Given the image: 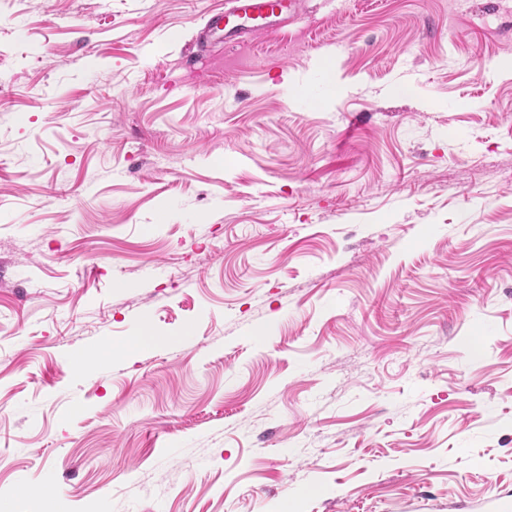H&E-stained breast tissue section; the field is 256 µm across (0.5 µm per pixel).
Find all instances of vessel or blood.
<instances>
[{
  "label": "vessel or blood",
  "mask_w": 512,
  "mask_h": 512,
  "mask_svg": "<svg viewBox=\"0 0 512 512\" xmlns=\"http://www.w3.org/2000/svg\"><path fill=\"white\" fill-rule=\"evenodd\" d=\"M304 0H226L223 11L212 13L196 42L205 47L218 41L227 46L282 29L303 10Z\"/></svg>",
  "instance_id": "1"
}]
</instances>
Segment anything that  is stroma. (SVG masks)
Listing matches in <instances>:
<instances>
[{
    "label": "stroma",
    "instance_id": "1",
    "mask_svg": "<svg viewBox=\"0 0 512 512\" xmlns=\"http://www.w3.org/2000/svg\"><path fill=\"white\" fill-rule=\"evenodd\" d=\"M223 2L0 0V502L512 512V0ZM304 0H226L224 12L211 13L196 42L206 47L214 41L225 46L280 30L302 13Z\"/></svg>",
    "mask_w": 512,
    "mask_h": 512
}]
</instances>
